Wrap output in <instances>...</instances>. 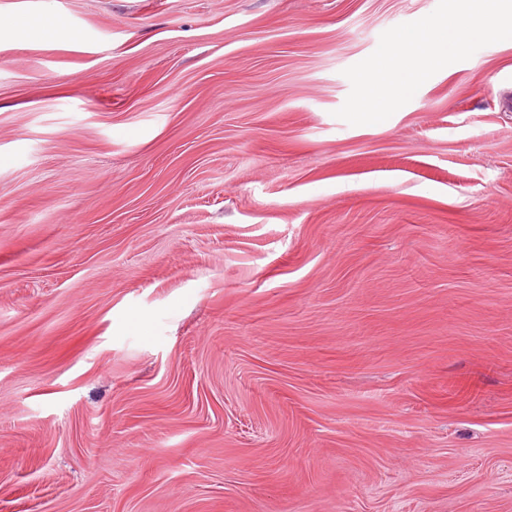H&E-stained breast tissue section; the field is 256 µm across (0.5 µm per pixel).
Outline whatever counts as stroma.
Masks as SVG:
<instances>
[{
	"instance_id": "35a3bbf8",
	"label": "stroma",
	"mask_w": 512,
	"mask_h": 512,
	"mask_svg": "<svg viewBox=\"0 0 512 512\" xmlns=\"http://www.w3.org/2000/svg\"><path fill=\"white\" fill-rule=\"evenodd\" d=\"M438 0H0V512H512V40L387 120Z\"/></svg>"
}]
</instances>
